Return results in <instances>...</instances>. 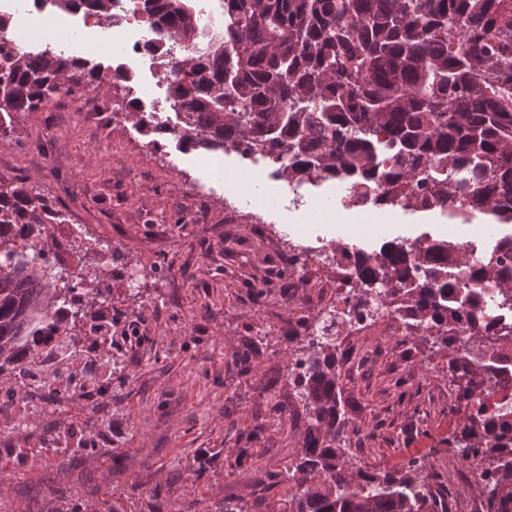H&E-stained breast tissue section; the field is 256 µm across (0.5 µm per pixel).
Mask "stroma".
Segmentation results:
<instances>
[{"label":"stroma","mask_w":512,"mask_h":512,"mask_svg":"<svg viewBox=\"0 0 512 512\" xmlns=\"http://www.w3.org/2000/svg\"><path fill=\"white\" fill-rule=\"evenodd\" d=\"M50 43L114 67L124 63L111 28L78 39L64 28L79 15L45 5ZM131 95L169 112L166 70L145 57L129 63ZM237 153L181 150L176 138L153 152L129 121H90L68 99L18 117L0 137V180L29 181L83 234L74 248L80 275L129 263L140 282L112 280V379L101 414L85 421L80 402L47 408L31 430L54 445L52 462L16 437L0 455V512H213L231 502L244 512H288L294 465L310 418L289 366L308 354L293 335L334 288L333 267L306 263L305 280L264 237L272 225L294 243L321 237L379 251L394 239L481 240L488 216L391 208L387 233L358 235L317 219L322 206L345 216L336 183L296 184L259 175L231 194L244 172ZM260 223H233L225 199ZM111 241L113 252L99 245ZM341 405L351 429L347 454L364 470L393 471L412 459L432 465L428 490L445 512H486L468 482L471 467L444 444L465 410L448 377V353L432 340L380 330L335 336ZM81 422V442L63 438Z\"/></svg>","instance_id":"obj_1"}]
</instances>
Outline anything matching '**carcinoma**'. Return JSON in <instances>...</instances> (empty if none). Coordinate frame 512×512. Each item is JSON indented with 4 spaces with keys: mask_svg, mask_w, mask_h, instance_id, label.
<instances>
[{
    "mask_svg": "<svg viewBox=\"0 0 512 512\" xmlns=\"http://www.w3.org/2000/svg\"><path fill=\"white\" fill-rule=\"evenodd\" d=\"M113 0H54L112 19ZM193 0H137L155 38L152 55L169 74L168 99L180 118L182 149L261 156L290 181L350 185L349 204L368 200L455 216L480 212L512 224V0H221L224 33L204 48ZM0 12V127L14 129L23 112L49 107L63 86H89L106 68L50 48L34 52L9 36ZM130 76L117 71L104 85L116 93ZM122 95L120 110L156 145L152 113ZM60 212L23 181L0 180V254H17L12 236L23 224L43 238ZM456 242L385 243L379 252L336 245L365 258L343 280L361 304L378 297L400 313L405 332L426 334L448 349V374L465 407L448 451L485 464L486 512H512V412L490 413L479 398L486 384L506 392L512 370V323L484 321L495 304L512 309V233L482 257ZM494 289L486 295L448 279L439 257ZM64 289L20 257L0 267V374L38 355L40 325L65 312ZM465 328L471 348L453 347ZM297 360L294 383L311 423L298 463L288 468L296 491L288 512H432L428 475L417 461L408 473L356 469L346 457L349 421L342 411L336 346L312 342Z\"/></svg>",
    "mask_w": 512,
    "mask_h": 512,
    "instance_id": "cac0c4a2",
    "label": "carcinoma"
}]
</instances>
